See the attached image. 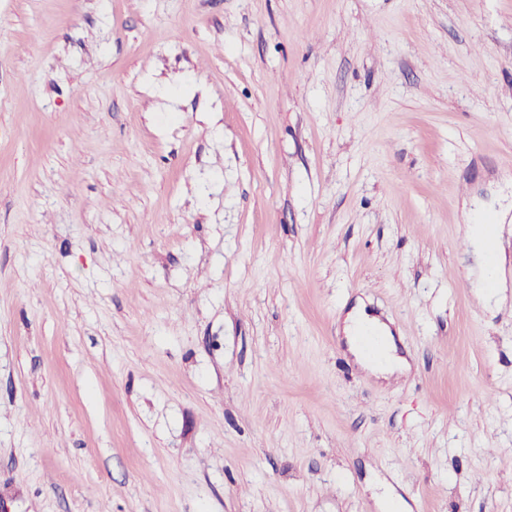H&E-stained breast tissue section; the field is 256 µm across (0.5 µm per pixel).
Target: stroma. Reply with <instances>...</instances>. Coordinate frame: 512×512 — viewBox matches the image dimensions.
Listing matches in <instances>:
<instances>
[{"label": "stroma", "mask_w": 512, "mask_h": 512, "mask_svg": "<svg viewBox=\"0 0 512 512\" xmlns=\"http://www.w3.org/2000/svg\"><path fill=\"white\" fill-rule=\"evenodd\" d=\"M512 0H0V512H512ZM411 364L368 376L355 300ZM491 228L493 230L492 224H480L474 221L472 224L467 225V240L471 246L480 254L481 261V276L477 282L476 288L479 289V294L484 299L485 302L495 301L496 303L502 301L504 299V288L502 286H497L493 289H486L483 285V282L489 278V265H484V252L487 249L488 242L492 237Z\"/></svg>", "instance_id": "obj_1"}]
</instances>
